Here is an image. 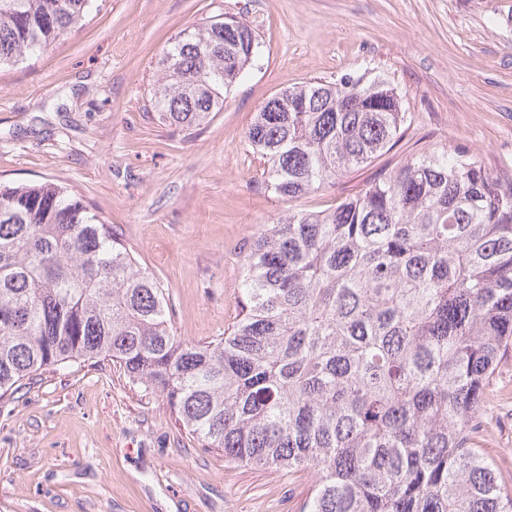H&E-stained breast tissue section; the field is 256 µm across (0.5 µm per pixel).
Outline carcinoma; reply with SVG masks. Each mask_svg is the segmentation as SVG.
<instances>
[{"label":"carcinoma","instance_id":"obj_1","mask_svg":"<svg viewBox=\"0 0 512 512\" xmlns=\"http://www.w3.org/2000/svg\"><path fill=\"white\" fill-rule=\"evenodd\" d=\"M93 0H0V71L75 31ZM260 52L235 16L157 59V119L191 129ZM408 113L387 79L288 88L245 138L288 208L244 256L239 318L205 343L172 331L163 283L53 182L0 186V398L48 365L109 358L228 460L312 470L307 512H512L473 446L512 345V178L463 148L378 171L335 205L292 202L389 152Z\"/></svg>","mask_w":512,"mask_h":512}]
</instances>
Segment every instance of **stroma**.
Listing matches in <instances>:
<instances>
[{"label":"stroma","mask_w":512,"mask_h":512,"mask_svg":"<svg viewBox=\"0 0 512 512\" xmlns=\"http://www.w3.org/2000/svg\"><path fill=\"white\" fill-rule=\"evenodd\" d=\"M226 15L255 29L259 57L209 123H160L162 48ZM368 71L410 114L379 165L462 147L512 174V0H94L83 27L0 71V183L71 189L163 282L175 336L209 342L236 321L248 244L282 208L247 127L283 89ZM484 397L475 443L512 485V351ZM314 481L201 447L108 359L0 401V512H302Z\"/></svg>","instance_id":"stroma-1"}]
</instances>
